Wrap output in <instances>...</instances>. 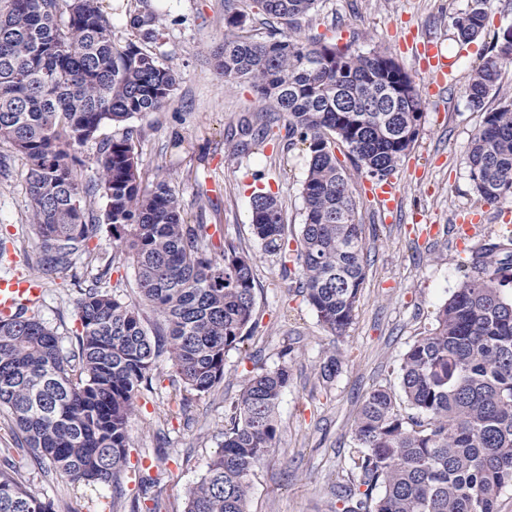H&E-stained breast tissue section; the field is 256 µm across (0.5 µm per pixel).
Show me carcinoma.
<instances>
[{
    "label": "carcinoma",
    "mask_w": 512,
    "mask_h": 512,
    "mask_svg": "<svg viewBox=\"0 0 512 512\" xmlns=\"http://www.w3.org/2000/svg\"><path fill=\"white\" fill-rule=\"evenodd\" d=\"M256 13L285 25L267 39L247 34L249 17L227 8L221 76L250 83L274 111L257 132L265 142L278 113L289 141L306 146L304 222L295 249L299 289L334 335L351 325L366 277L363 225L335 144L353 163L383 180L415 143L423 103L408 73L385 51L355 54L349 46L298 32L318 0H251ZM490 0H470L451 17L457 37L485 29ZM145 42L161 35L159 15L128 14ZM512 64V34L494 37L491 55L471 76L472 106L497 89ZM178 77L133 43L119 45L100 0H0V141L27 161L31 227L40 241V278L72 264L106 231L112 260L80 289L77 348L20 305L0 315V411L14 424L13 447L0 448V512H54L32 494L14 450H26L72 483L112 487V508L125 498L128 424L141 390L151 389L157 360L167 355L182 384L173 399L205 395L224 380L226 353L253 325L254 261L233 241L212 255L208 224H188L166 180L143 182L131 132L100 143L97 178L78 181L72 154L106 124L160 112L174 101ZM479 201L512 198V102L486 113L467 157ZM102 194L97 214L92 197ZM253 234L288 273V225L277 196L251 199ZM136 270L139 302L127 304L102 287L112 267ZM474 274L459 283L399 365L401 395L382 387L366 396L354 423L357 449L348 480L336 488L343 512H498L512 486V230L471 256ZM157 315L154 332L144 310ZM276 369H256L233 403L231 427L206 473L187 493L186 512H248L251 475L279 441L277 409L288 386V354ZM341 367L331 353L320 377Z\"/></svg>",
    "instance_id": "1"
}]
</instances>
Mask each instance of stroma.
Listing matches in <instances>:
<instances>
[{
    "label": "stroma",
    "instance_id": "1",
    "mask_svg": "<svg viewBox=\"0 0 512 512\" xmlns=\"http://www.w3.org/2000/svg\"><path fill=\"white\" fill-rule=\"evenodd\" d=\"M148 5L163 15L158 40L144 50L179 75L173 103L160 112L137 115L126 125H105L96 139L75 149L81 181L97 175L100 140L134 129L135 150L145 181H169L191 224H220L255 259L257 327L251 338L230 350L224 380L215 391L191 396L181 415L170 416L174 374L167 357L151 390L143 391L129 423L130 467L122 482L127 498L138 492L139 460L150 464L162 512H184L186 492L206 472L230 426L231 405L245 378L257 367L288 363L290 382L277 419L278 445L252 475L250 512H341L336 487L347 479L353 451V426L372 389L399 391L398 365L413 341L429 330L438 308L471 270V252L512 225V201L496 206L478 202L466 163L470 142L486 113L512 100V65L501 72L499 88L474 108L466 88L472 72L488 53L494 33L512 28V0H491L485 32L468 43L457 42L451 16L466 10L468 0H319L302 26V36L349 44L366 53L388 51L411 76L423 101V117L413 147L393 177L400 186L398 210L384 222L376 201L366 197L364 172L348 168L356 200L357 221L364 227L368 266L352 324L332 336L298 293V276H283L251 230V198L266 189L281 202L289 237H297L305 204L301 185L307 169L302 145L281 135L235 151L238 122L261 123L267 106L245 81H227L215 67L213 53L224 42V0H104L119 44L138 35L126 28L130 9ZM414 29L418 39L437 43L447 58L443 90L429 93L419 61L402 49L400 38ZM8 169L0 174V278L37 275L40 248L29 222L25 194L26 161L10 144L0 143ZM477 211L485 222L471 235L459 234L455 216ZM112 257L108 233L93 239L74 264L44 281L41 317L57 334L63 351L76 345L79 290ZM291 347L282 357L283 347ZM337 350L344 362L326 383L319 366L326 352ZM28 489L53 503L56 512H110L112 489L80 487L65 476L43 471L27 452L14 456Z\"/></svg>",
    "mask_w": 512,
    "mask_h": 512
}]
</instances>
